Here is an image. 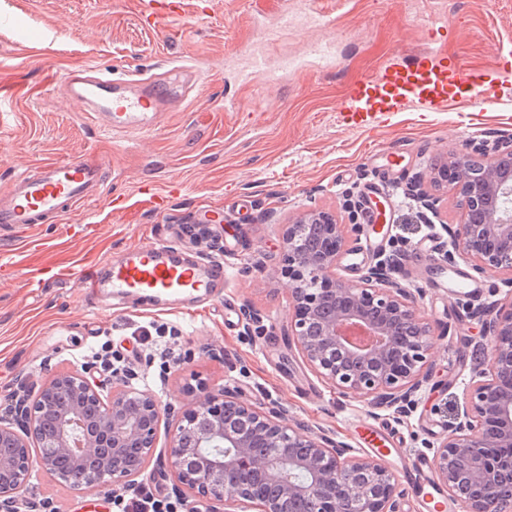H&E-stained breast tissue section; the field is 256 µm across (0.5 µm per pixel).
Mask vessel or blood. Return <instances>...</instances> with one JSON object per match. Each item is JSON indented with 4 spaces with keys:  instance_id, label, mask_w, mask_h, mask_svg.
<instances>
[{
    "instance_id": "b4317fda",
    "label": "vessel or blood",
    "mask_w": 512,
    "mask_h": 512,
    "mask_svg": "<svg viewBox=\"0 0 512 512\" xmlns=\"http://www.w3.org/2000/svg\"><path fill=\"white\" fill-rule=\"evenodd\" d=\"M278 34V28H269L263 42L250 49L242 80L275 79L296 69V60L287 55L269 63L267 44ZM172 76L167 70L131 82L110 69L90 67L67 75L62 97L92 105L95 119L111 130L132 129L166 110ZM463 84L469 87L467 102L472 109L494 108L496 100L489 84L468 82L459 70L448 67L441 52L431 49L391 64L376 77L349 85L337 109L348 112L357 126L378 113L409 104L423 112H445L452 105L449 86ZM105 170L104 164L80 159L40 163L33 172L0 190V224L27 228L60 222L81 204L99 199ZM81 284L92 296L107 287L117 296L145 294L163 304L187 302L195 292L223 287L224 266L199 263L160 242L111 261L105 276L82 275ZM407 479L429 512H440L442 494L430 483L425 466L409 467Z\"/></svg>"
}]
</instances>
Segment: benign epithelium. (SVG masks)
Instances as JSON below:
<instances>
[{
  "instance_id": "7a95c632",
  "label": "benign epithelium",
  "mask_w": 512,
  "mask_h": 512,
  "mask_svg": "<svg viewBox=\"0 0 512 512\" xmlns=\"http://www.w3.org/2000/svg\"><path fill=\"white\" fill-rule=\"evenodd\" d=\"M438 190L460 197L462 223L444 226L456 259L479 274L512 273V136L492 153L448 157ZM284 263L269 277L289 286L288 335L306 364L347 399L392 411L403 423L429 381L435 330L420 313L423 292L396 278L401 251H379L357 280L337 276L349 249L342 225L309 209L286 225ZM484 367L451 434L434 452L438 479L463 512H512V301L479 303ZM257 310L242 312V334L266 335ZM100 377H95L93 372ZM141 367L85 365L54 375L36 395L15 397L0 416V512H55L25 493L43 474L77 490L116 498L142 484L161 422L165 460L183 512H404L396 475L380 459L353 454L337 435L288 418L271 400L255 405L220 388L178 409L138 388ZM36 443L38 455L32 454Z\"/></svg>"
}]
</instances>
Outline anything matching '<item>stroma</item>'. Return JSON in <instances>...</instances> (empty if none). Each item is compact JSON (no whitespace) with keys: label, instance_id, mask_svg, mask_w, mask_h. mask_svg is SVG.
<instances>
[{"label":"stroma","instance_id":"35a3bbf8","mask_svg":"<svg viewBox=\"0 0 512 512\" xmlns=\"http://www.w3.org/2000/svg\"><path fill=\"white\" fill-rule=\"evenodd\" d=\"M140 3L0 0V187L47 160L110 161L98 201L21 234L0 225V403L22 385L38 391L108 346L132 361L151 360L144 384L165 400L187 403L225 386L253 401L283 403L290 418L335 432L360 455L368 436L378 435L389 449L385 465L400 478L405 512H424L404 469L432 462L484 359L470 301L512 300V277L480 275L472 297L437 288L449 269H428L415 248L437 251L444 225L461 221L460 201L439 195L430 212L405 185L419 172L436 176L448 154L512 135V0H184L180 15L152 26L142 23ZM296 11L320 12L327 24L290 33L280 52L300 56L308 42L331 38L335 68H303L274 85L243 87L237 65L249 45ZM430 48L460 71L494 75L498 108H408L362 128L338 117L349 84ZM163 64L198 66L205 82L196 95L174 94L140 131H104L86 106L61 97L75 66L127 74ZM148 183L171 189L167 209L140 193ZM349 194L365 206L377 203L383 227L346 230L351 253L341 275L358 279L370 263L366 238L381 249L401 244L399 280L423 290L421 312L436 328L430 382L402 424L341 397L310 369L288 340L287 285L262 282L255 268L282 264L290 218L314 208L344 219ZM193 224L202 238L189 233ZM159 237L199 262H223V299L195 311L113 296L89 300L78 272ZM246 306L261 311L269 328L255 344L241 334ZM30 495L51 500L56 512H122L102 491L43 476Z\"/></svg>","mask_w":512,"mask_h":512}]
</instances>
